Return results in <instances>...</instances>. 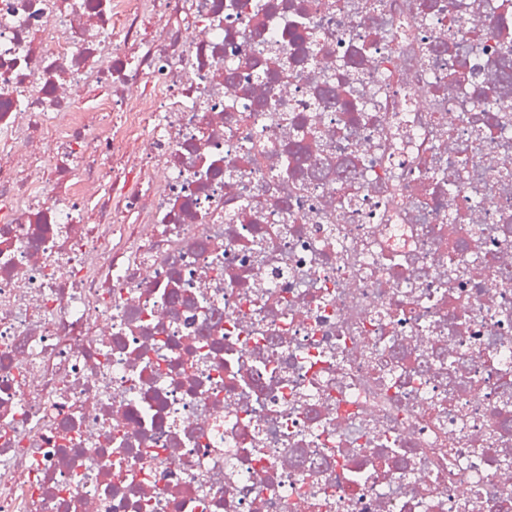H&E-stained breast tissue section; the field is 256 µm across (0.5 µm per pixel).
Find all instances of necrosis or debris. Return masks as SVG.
<instances>
[{
	"label": "necrosis or debris",
	"instance_id": "4bbe7bcc",
	"mask_svg": "<svg viewBox=\"0 0 512 512\" xmlns=\"http://www.w3.org/2000/svg\"><path fill=\"white\" fill-rule=\"evenodd\" d=\"M264 2L0 0V512H512V0ZM491 85L496 87L494 83H488L478 88L475 93L470 94L471 110L474 112H489L491 110L510 112L512 109L511 104H508L504 98L507 95L506 88L501 93L500 91H494Z\"/></svg>",
	"mask_w": 512,
	"mask_h": 512
}]
</instances>
